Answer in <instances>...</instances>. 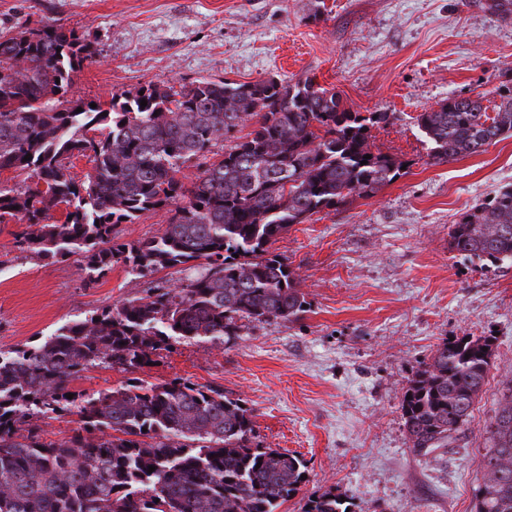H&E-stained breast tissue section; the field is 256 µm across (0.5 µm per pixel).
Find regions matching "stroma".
Returning a JSON list of instances; mask_svg holds the SVG:
<instances>
[{
	"mask_svg": "<svg viewBox=\"0 0 512 512\" xmlns=\"http://www.w3.org/2000/svg\"><path fill=\"white\" fill-rule=\"evenodd\" d=\"M47 18L96 49L70 89L76 99L105 106L151 81L311 77L353 110L390 113L371 142L403 161L404 175L274 245L308 312L238 321L221 343L177 342L140 377L222 388L252 409L254 443L300 455L305 481L279 512H301L330 487L350 512H473L487 430L512 380V268L455 257L448 227L512 184V137L436 164L416 118L459 95L496 112L497 89L512 79V16L486 0H0V31ZM16 229L0 224L3 351L183 277L116 267L89 287L76 257L21 252ZM465 334L497 345L473 418L447 447L415 457L401 416L407 381L444 339Z\"/></svg>",
	"mask_w": 512,
	"mask_h": 512,
	"instance_id": "1",
	"label": "stroma"
}]
</instances>
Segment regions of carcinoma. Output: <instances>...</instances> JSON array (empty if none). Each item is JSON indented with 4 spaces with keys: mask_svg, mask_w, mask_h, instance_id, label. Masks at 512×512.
<instances>
[{
    "mask_svg": "<svg viewBox=\"0 0 512 512\" xmlns=\"http://www.w3.org/2000/svg\"><path fill=\"white\" fill-rule=\"evenodd\" d=\"M94 54L85 36L50 20L0 32V173L25 175L0 181V223L21 221L14 239L24 252L79 256L88 286L116 265L138 277L191 274L36 345L0 350V512H278L300 490L305 463L252 445V412L240 400L182 378L69 399L68 382L99 364L143 369L180 340L235 335L239 320L298 319L307 301L272 247L290 226L402 176L403 162L370 143L390 115L354 111L311 79L275 78L150 82L92 108L68 94ZM500 97L493 116L479 97L420 113L430 157L447 163L512 135V86ZM246 122L251 132L186 187L183 165ZM74 156L92 163L84 181L69 172ZM156 210L170 213L159 236L114 242L115 225ZM448 245L483 266L512 265V185L464 210ZM494 356L495 337H456L408 379L401 411L413 455L462 433ZM48 411L76 414L75 434L47 442L23 429ZM489 442L474 512H512L511 381ZM346 510L334 488L302 507Z\"/></svg>",
    "mask_w": 512,
    "mask_h": 512,
    "instance_id": "cac0c4a2",
    "label": "carcinoma"
}]
</instances>
